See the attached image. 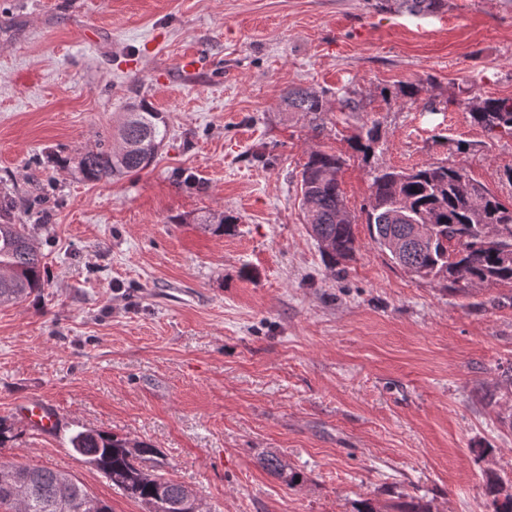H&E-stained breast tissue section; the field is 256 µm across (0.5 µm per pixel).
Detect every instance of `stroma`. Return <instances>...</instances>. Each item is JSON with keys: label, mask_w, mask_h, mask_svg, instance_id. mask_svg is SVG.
<instances>
[{"label": "stroma", "mask_w": 512, "mask_h": 512, "mask_svg": "<svg viewBox=\"0 0 512 512\" xmlns=\"http://www.w3.org/2000/svg\"><path fill=\"white\" fill-rule=\"evenodd\" d=\"M373 2L0 0V182L41 199L27 225L49 281L0 306V455L71 474L112 512L146 508L73 452V431L151 443L204 512H398L413 497L491 512L483 472L512 482V287L414 279L359 212L379 163L445 161L512 201V136L465 109L512 98V0L434 15ZM293 87L331 103L354 90L362 107L321 114L317 133L285 111ZM134 101L167 128L148 169L90 183L48 163L112 135ZM374 122L366 158L349 138ZM313 150L347 159L361 249L335 273L302 222ZM218 214L237 219L224 234L196 222ZM31 399L55 433L21 415ZM270 451L298 485L262 468Z\"/></svg>", "instance_id": "35a3bbf8"}]
</instances>
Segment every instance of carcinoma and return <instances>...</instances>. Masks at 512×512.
I'll use <instances>...</instances> for the list:
<instances>
[{"mask_svg":"<svg viewBox=\"0 0 512 512\" xmlns=\"http://www.w3.org/2000/svg\"><path fill=\"white\" fill-rule=\"evenodd\" d=\"M447 5L448 0H375L380 10L410 14H437ZM284 103L290 112L315 116L327 107L322 95L302 87L288 89ZM336 108L357 112L361 100L345 91L336 96ZM466 111L487 133L512 135V98L474 97ZM165 132L160 113L140 103L118 128L120 148L103 140L79 153L75 173L98 183L140 172L154 161ZM380 140L377 124L363 126L351 138L352 148L369 156ZM344 164L342 156L316 150L301 172L304 224L332 270L352 260L359 249L355 217L340 188ZM464 174V168L443 162L411 170L374 168L370 195L361 208L370 240L391 263L445 291L512 285V202H503L473 178L462 183ZM31 209L29 197L7 187L0 190V305L24 302L48 284L43 256L21 221V214ZM415 224L428 226L420 245L409 240ZM68 443L123 495L151 505V512H182L184 485L144 470V463L158 455L151 444L93 429L72 432ZM261 463L290 487L300 478L277 454L266 455ZM6 468L26 474V480L19 490L0 481V512H112L106 500L72 476L30 463L0 462V472ZM485 481L492 512H512V484L489 472Z\"/></svg>","mask_w":512,"mask_h":512,"instance_id":"obj_1","label":"carcinoma"}]
</instances>
